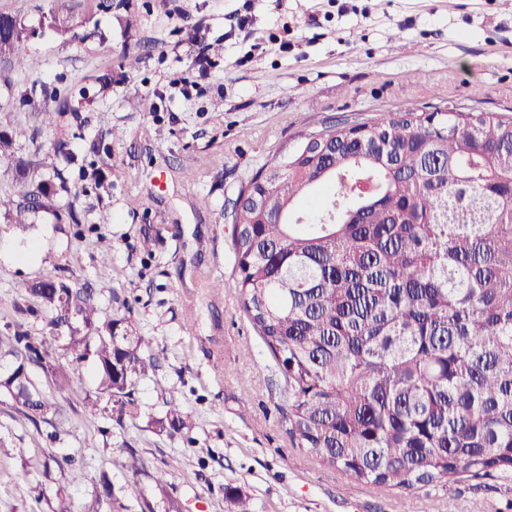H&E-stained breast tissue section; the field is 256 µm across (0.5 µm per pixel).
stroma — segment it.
Here are the masks:
<instances>
[{
	"instance_id": "obj_1",
	"label": "stroma",
	"mask_w": 512,
	"mask_h": 512,
	"mask_svg": "<svg viewBox=\"0 0 512 512\" xmlns=\"http://www.w3.org/2000/svg\"><path fill=\"white\" fill-rule=\"evenodd\" d=\"M499 2L112 0L106 10L101 0H0V12L36 29L29 49L39 61L28 72L0 59V104L26 132L14 158L0 159V199L19 201L56 169L66 181L27 225L0 213V241L40 253L0 261V339L18 320L42 335L39 316L17 311V284L51 275L97 289L102 316L132 314L160 358L135 387L136 415L121 421L88 414L94 366L63 354L73 386H42L62 409L52 424L33 426L0 402V433L29 451L25 465L0 457V512H165L171 500L181 512H231L230 486L254 512H512V483L495 477L403 495L347 482L292 447L283 379L232 286L239 192L306 133L408 102L512 108V11ZM52 10L74 18L76 37L47 27ZM198 42L214 66L187 99L181 81L196 77ZM35 84L47 94L30 105ZM46 109L56 113L48 127ZM147 127L163 138L145 136ZM163 385L189 415L172 434L148 425L163 411ZM132 450L144 461L137 475L123 466ZM51 453L73 457L81 480L44 473ZM105 480L112 499L100 503Z\"/></svg>"
}]
</instances>
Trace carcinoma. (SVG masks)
Masks as SVG:
<instances>
[{
    "instance_id": "1",
    "label": "carcinoma",
    "mask_w": 512,
    "mask_h": 512,
    "mask_svg": "<svg viewBox=\"0 0 512 512\" xmlns=\"http://www.w3.org/2000/svg\"><path fill=\"white\" fill-rule=\"evenodd\" d=\"M0 58L36 65L37 30L0 12ZM0 105V157L12 154ZM336 168L310 155L279 174L259 170L234 216V288L287 388L295 448L346 481L410 493L463 479L512 481V117L413 102L373 118L358 138L336 131ZM47 180L17 204L26 224ZM27 311L47 335L16 325L0 348V394L38 424L72 378L53 354L92 360L91 416L102 400L133 415L135 380L157 367L129 317L103 319L94 293L53 277L23 280ZM158 434L186 427L163 391ZM232 512L250 498L227 490Z\"/></svg>"
}]
</instances>
